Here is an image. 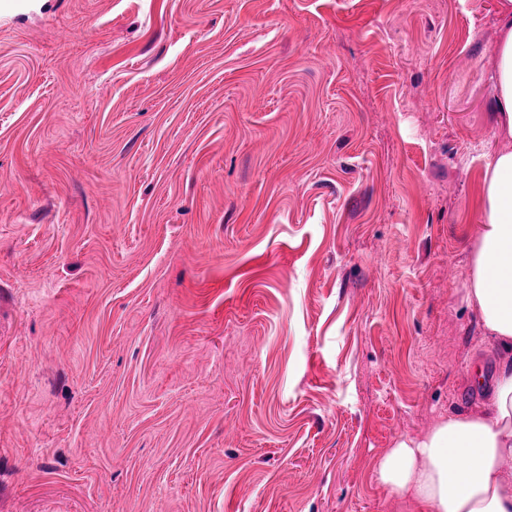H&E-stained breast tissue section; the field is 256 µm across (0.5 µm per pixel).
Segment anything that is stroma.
Returning a JSON list of instances; mask_svg holds the SVG:
<instances>
[{
    "mask_svg": "<svg viewBox=\"0 0 512 512\" xmlns=\"http://www.w3.org/2000/svg\"><path fill=\"white\" fill-rule=\"evenodd\" d=\"M498 0H0V512H413L478 412Z\"/></svg>",
    "mask_w": 512,
    "mask_h": 512,
    "instance_id": "35a3bbf8",
    "label": "stroma"
}]
</instances>
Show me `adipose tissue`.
Here are the masks:
<instances>
[{
    "mask_svg": "<svg viewBox=\"0 0 512 512\" xmlns=\"http://www.w3.org/2000/svg\"><path fill=\"white\" fill-rule=\"evenodd\" d=\"M489 72L498 134L512 140V0L500 3ZM480 205L466 299L501 351L492 384L479 413L453 412L423 437L399 439L376 468L420 512H512V149L487 156ZM458 455L466 468H452Z\"/></svg>",
    "mask_w": 512,
    "mask_h": 512,
    "instance_id": "1",
    "label": "adipose tissue"
}]
</instances>
